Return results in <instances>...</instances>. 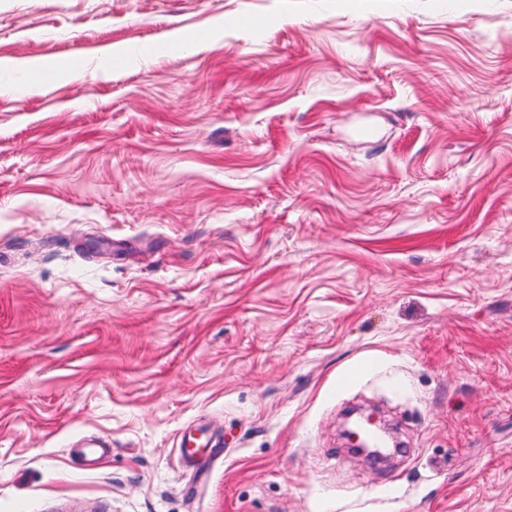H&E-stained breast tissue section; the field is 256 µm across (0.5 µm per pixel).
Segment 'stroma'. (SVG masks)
Masks as SVG:
<instances>
[{"instance_id": "1", "label": "stroma", "mask_w": 512, "mask_h": 512, "mask_svg": "<svg viewBox=\"0 0 512 512\" xmlns=\"http://www.w3.org/2000/svg\"><path fill=\"white\" fill-rule=\"evenodd\" d=\"M0 512H512V0H0Z\"/></svg>"}]
</instances>
